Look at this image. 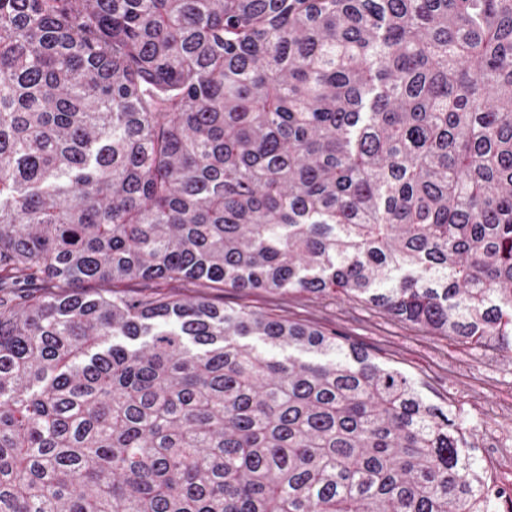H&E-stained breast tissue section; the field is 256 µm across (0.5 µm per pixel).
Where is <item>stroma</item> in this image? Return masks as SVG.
<instances>
[{
    "label": "stroma",
    "instance_id": "obj_1",
    "mask_svg": "<svg viewBox=\"0 0 512 512\" xmlns=\"http://www.w3.org/2000/svg\"><path fill=\"white\" fill-rule=\"evenodd\" d=\"M208 294L231 307L247 305L292 320L312 321L367 345L380 361L415 379L432 400L460 409L470 430L471 452L487 474L503 468L495 434L512 435V351L433 336L340 296H248L232 288H212Z\"/></svg>",
    "mask_w": 512,
    "mask_h": 512
}]
</instances>
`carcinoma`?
I'll return each mask as SVG.
<instances>
[{
    "label": "carcinoma",
    "mask_w": 512,
    "mask_h": 512,
    "mask_svg": "<svg viewBox=\"0 0 512 512\" xmlns=\"http://www.w3.org/2000/svg\"><path fill=\"white\" fill-rule=\"evenodd\" d=\"M512 351V0H0V512H472L462 415L318 326Z\"/></svg>",
    "instance_id": "carcinoma-1"
}]
</instances>
